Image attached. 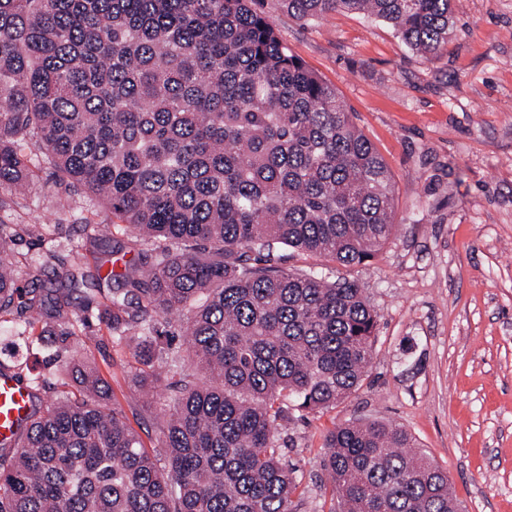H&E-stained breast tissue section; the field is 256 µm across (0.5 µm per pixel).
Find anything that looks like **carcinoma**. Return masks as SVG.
I'll use <instances>...</instances> for the list:
<instances>
[{"mask_svg":"<svg viewBox=\"0 0 512 512\" xmlns=\"http://www.w3.org/2000/svg\"><path fill=\"white\" fill-rule=\"evenodd\" d=\"M255 0H0V208L27 187L32 153L100 197L139 261L103 295L131 382H163L160 447L83 385L0 443V512H293L281 460L289 410H328L360 386L377 313L364 289L275 264L283 246L342 266L371 261L396 227L392 174L336 90L294 56ZM302 22L339 11L391 25L413 51L448 44L453 0H280ZM42 224H0V314L28 339L58 328L68 362L97 343L67 293L18 285L33 263L4 245ZM82 225L65 252L95 247ZM167 329L160 330L161 325ZM73 343H68V340ZM339 512H462L448 473L402 427L351 423L325 436Z\"/></svg>","mask_w":512,"mask_h":512,"instance_id":"cac0c4a2","label":"carcinoma"}]
</instances>
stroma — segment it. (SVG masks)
I'll return each instance as SVG.
<instances>
[{"instance_id": "obj_1", "label": "stroma", "mask_w": 512, "mask_h": 512, "mask_svg": "<svg viewBox=\"0 0 512 512\" xmlns=\"http://www.w3.org/2000/svg\"><path fill=\"white\" fill-rule=\"evenodd\" d=\"M289 50L335 88L354 123L389 166L397 228L375 259L344 267L292 248L281 268L357 281L379 316L373 359L361 386L335 408L290 412L282 459L294 470L295 512H334L325 435L352 422L405 428L415 450L447 471L464 512H512V0H455V27L434 58L412 51L387 23L332 12L307 23L278 0H261ZM99 225L104 245L87 267L123 269L139 246L112 241L111 210L80 186L35 168L31 190L0 210V224H47L51 237L14 241L13 255L42 262L38 276L61 286L64 267L46 266L55 242ZM86 316L100 338L86 354L110 383L108 398L146 448L161 418L129 383L134 359L115 347L89 291ZM52 345L17 340L0 324V363L24 380L46 375L44 401L75 375L56 377Z\"/></svg>"}]
</instances>
